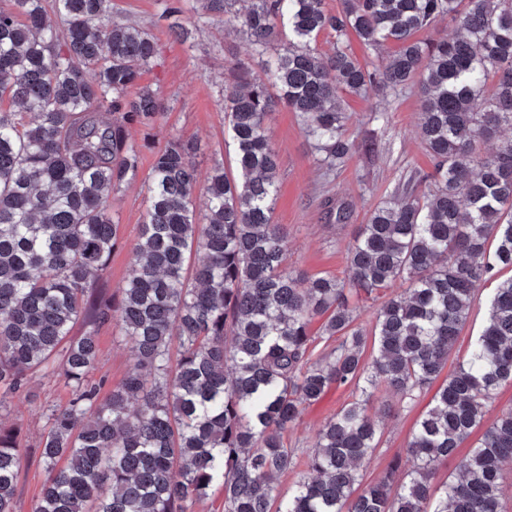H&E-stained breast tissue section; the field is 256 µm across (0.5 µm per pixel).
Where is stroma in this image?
Masks as SVG:
<instances>
[{
  "instance_id": "1",
  "label": "stroma",
  "mask_w": 512,
  "mask_h": 512,
  "mask_svg": "<svg viewBox=\"0 0 512 512\" xmlns=\"http://www.w3.org/2000/svg\"><path fill=\"white\" fill-rule=\"evenodd\" d=\"M183 23L190 36L178 42L169 36L164 18L166 0H111L115 20L148 30L158 42L159 56L145 71L139 85L156 93L165 105L162 125L147 129L130 126L129 132L142 146L136 180L123 184L109 200V209L119 226L120 242L113 250L108 269L99 281L98 294L120 299L133 261V247L140 235L146 208L145 182L156 149L169 136L177 135L197 148L200 176H208L215 162L233 169V150L224 124V73L231 61H250L255 74L262 64L247 39L225 27L222 16L206 12L201 0H182ZM348 139L374 141L376 148L356 154L339 171L328 172L317 162V152L295 113L276 107L268 120L270 143L279 161V193L274 203L275 223L288 230V266L302 274L344 277L346 249L361 224L367 223L375 206L414 185L418 176L432 169L422 138L421 93L418 87L382 94L368 90L362 96H346ZM383 113L374 121V113ZM342 204L349 210L346 223L330 218L328 207ZM99 358L95 379L106 388L120 385L134 367L136 355L117 328H100ZM34 398L7 399L0 413L22 427V445L27 450L16 491L18 512H32L46 479L37 443L44 427L43 411L66 404L70 391L63 383L36 379ZM345 393L331 391L320 403L305 411L299 426L289 434L288 444L308 452L326 418L338 410ZM373 410L382 420L380 443L362 473L372 481L393 456L405 455L417 412H387L382 400Z\"/></svg>"
}]
</instances>
